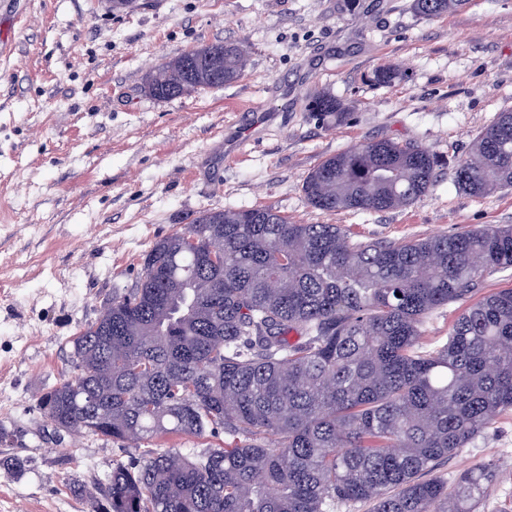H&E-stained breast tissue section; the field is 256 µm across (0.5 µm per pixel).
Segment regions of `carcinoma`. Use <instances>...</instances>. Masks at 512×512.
<instances>
[{
	"mask_svg": "<svg viewBox=\"0 0 512 512\" xmlns=\"http://www.w3.org/2000/svg\"><path fill=\"white\" fill-rule=\"evenodd\" d=\"M468 0H412L433 18ZM224 84L247 51L195 49ZM181 57L151 76L168 98L209 86ZM308 111L340 121L344 104ZM437 159L412 142L351 147L315 166L302 190L326 212L409 206L434 186ZM458 188L512 187V110L459 161ZM223 250L224 273L204 266ZM512 268V225L400 243L355 241L337 224H297L271 207L202 210L154 242L133 288L72 340L75 376L37 400L57 431L150 447L112 464L99 512H478L497 478L485 466L454 486L424 478L512 409V288L422 342L437 308L485 274ZM219 438L200 451L167 437Z\"/></svg>",
	"mask_w": 512,
	"mask_h": 512,
	"instance_id": "carcinoma-1",
	"label": "carcinoma"
}]
</instances>
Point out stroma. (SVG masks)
<instances>
[{"instance_id": "stroma-1", "label": "stroma", "mask_w": 512, "mask_h": 512, "mask_svg": "<svg viewBox=\"0 0 512 512\" xmlns=\"http://www.w3.org/2000/svg\"><path fill=\"white\" fill-rule=\"evenodd\" d=\"M411 0H0V512H96L111 464L140 456L55 432L40 395L71 376V342L134 287L154 241L205 209L272 207L353 239L512 225V188L473 197L455 169L512 109V0L430 19ZM214 43L248 51L234 83L157 100L148 72ZM383 66L391 84H374ZM327 92L341 121L309 112ZM381 139L441 160L434 187L385 212L327 213L302 191L326 157ZM501 472L480 512H512V411L435 477Z\"/></svg>"}]
</instances>
